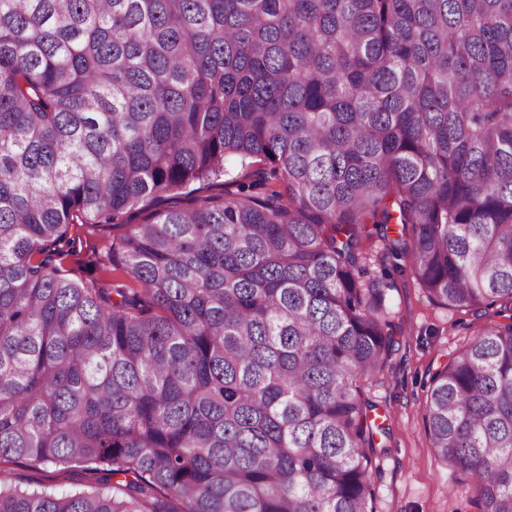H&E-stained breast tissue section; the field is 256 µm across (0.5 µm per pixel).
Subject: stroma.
<instances>
[{"label": "stroma", "instance_id": "obj_1", "mask_svg": "<svg viewBox=\"0 0 512 512\" xmlns=\"http://www.w3.org/2000/svg\"><path fill=\"white\" fill-rule=\"evenodd\" d=\"M171 204L168 198L138 204L123 218L122 225L104 226L78 242L74 252L61 262L70 277L90 281H115L120 272L100 265L95 250L108 247L113 238L126 233L129 225L145 224ZM366 267L372 278L390 267L393 286L386 292L390 317L398 326L397 342L382 372L365 381L363 394L374 405L379 429L375 435L378 453L372 480L375 512H474L469 503V482L461 480L450 465L433 453L425 431L423 408L433 373L466 346L488 323L477 317L435 303L418 286L410 271L391 267L383 258V243L372 238L365 244ZM8 483L29 490L56 492L97 487L102 472L74 464L9 463Z\"/></svg>", "mask_w": 512, "mask_h": 512}]
</instances>
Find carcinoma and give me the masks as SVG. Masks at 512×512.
<instances>
[{"label":"carcinoma","mask_w":512,"mask_h":512,"mask_svg":"<svg viewBox=\"0 0 512 512\" xmlns=\"http://www.w3.org/2000/svg\"><path fill=\"white\" fill-rule=\"evenodd\" d=\"M253 170L61 247L147 197ZM379 234L491 322L436 371L435 456L512 512V0H0V512H374L362 381L397 340ZM226 166L232 171L233 179L225 177L217 181L213 186L200 189L199 184H192L189 189L183 190V192H191L187 194H181L179 196L180 201H173L168 197L159 199H152L145 202H141L129 213H127L122 220L116 221L114 224L123 222L124 225L115 226H104L99 227L98 230L93 232V235L88 236L86 233L82 234L81 242H77L76 251L69 253L61 258V262L65 270L70 277L75 279H82L84 281H90L94 279L116 281L117 279L125 281L127 285L132 288L137 287L136 283L126 279L120 271H113L112 267L102 266L99 260L91 253L89 245L92 243L96 244L97 250L100 252L101 259L105 258V247H109L112 238L119 237L126 233L132 224H146L150 222L154 214L158 211L169 207L170 205L179 202V206L190 205L197 196H211V197H224V191H236L237 186L232 185V181L243 180L242 177L244 171L240 168L239 164L234 160L227 161ZM87 238V244L85 243ZM96 250V251H97ZM94 467L83 464L63 467L52 463L36 465L5 463L2 465L7 472V483L19 485L31 491L46 489L56 492L89 490L99 486L104 473L96 471Z\"/></svg>","instance_id":"1"}]
</instances>
